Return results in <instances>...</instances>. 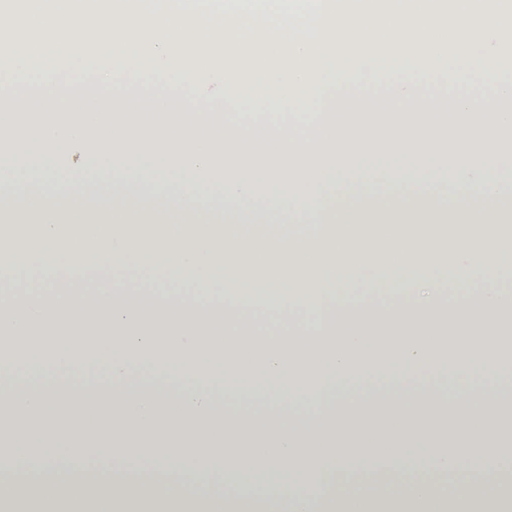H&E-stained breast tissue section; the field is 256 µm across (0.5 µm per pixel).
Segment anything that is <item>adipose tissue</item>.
I'll return each mask as SVG.
<instances>
[{
	"label": "adipose tissue",
	"instance_id": "ef3b65f1",
	"mask_svg": "<svg viewBox=\"0 0 512 512\" xmlns=\"http://www.w3.org/2000/svg\"><path fill=\"white\" fill-rule=\"evenodd\" d=\"M93 155L133 156L186 176L178 185L131 184L122 174L89 195L48 194L40 175L15 173L19 195L0 199V339L10 365L46 372L128 378L148 367L173 393L148 392L108 404L70 403L31 390L0 400V458L21 463L33 439L18 414L36 417L48 442L42 461L48 490L22 496L0 482V512H512L501 449L512 447L498 421L502 404L479 393L494 378L500 338L512 334V290H474L512 262V181L499 171L512 152L453 153L446 187L417 181L437 153L405 155L396 178L358 182L344 163H282L188 147L96 145ZM219 194H211L213 183ZM321 194L309 198L311 184ZM286 186L306 198L304 221L260 202L261 189ZM39 228L37 246L17 234ZM457 236L444 262L433 234ZM146 271L128 287V267ZM378 274L400 298L375 310L354 291ZM448 284L453 298L438 288ZM275 329L249 338L250 324ZM447 369L457 382L452 436L423 433L432 405L394 401L413 380ZM390 395L388 404L332 409L345 379ZM236 399L303 401L320 426L248 427L213 415L210 392ZM490 453L483 492L437 494L433 471H465L473 447ZM127 463L124 471L80 488L59 478L72 457ZM383 469L411 474L395 494L351 490L319 501L313 486L338 473ZM219 484L218 495L190 485Z\"/></svg>",
	"mask_w": 512,
	"mask_h": 512
}]
</instances>
